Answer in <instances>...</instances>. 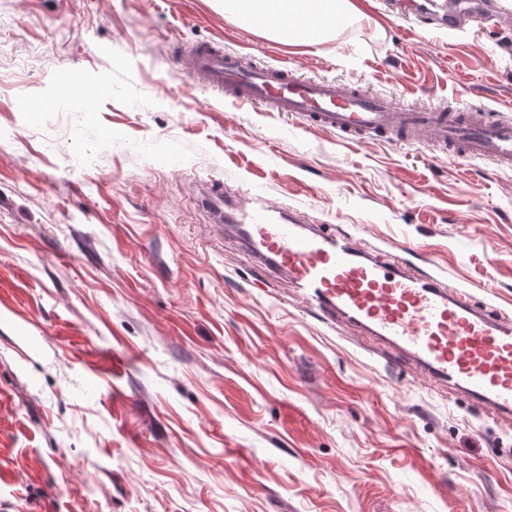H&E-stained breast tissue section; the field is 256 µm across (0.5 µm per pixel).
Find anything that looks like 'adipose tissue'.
Listing matches in <instances>:
<instances>
[{
    "instance_id": "1",
    "label": "adipose tissue",
    "mask_w": 512,
    "mask_h": 512,
    "mask_svg": "<svg viewBox=\"0 0 512 512\" xmlns=\"http://www.w3.org/2000/svg\"><path fill=\"white\" fill-rule=\"evenodd\" d=\"M225 13L248 25H258V14L275 12L284 18L273 34L280 41L295 44L311 39L327 40L338 23L360 16L356 0H320L319 11L309 8V0H224Z\"/></svg>"
}]
</instances>
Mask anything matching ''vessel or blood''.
I'll return each instance as SVG.
<instances>
[{"label":"vessel or blood","mask_w":512,"mask_h":512,"mask_svg":"<svg viewBox=\"0 0 512 512\" xmlns=\"http://www.w3.org/2000/svg\"><path fill=\"white\" fill-rule=\"evenodd\" d=\"M431 19L451 30L488 23L511 27L512 0H435ZM183 64L240 103L300 118L346 141L422 137L460 157L512 168V121L486 112L444 104L427 109L402 96L302 78L293 69L228 54L214 44L192 49ZM201 202L218 222L234 225L261 278L286 272L290 288L308 307L388 342L399 357L485 414L512 419V323L475 307L464 292L433 276L369 252L352 236L286 219L261 196L241 199L216 185Z\"/></svg>","instance_id":"vessel-or-blood-1"}]
</instances>
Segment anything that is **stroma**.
I'll return each instance as SVG.
<instances>
[{"mask_svg":"<svg viewBox=\"0 0 512 512\" xmlns=\"http://www.w3.org/2000/svg\"><path fill=\"white\" fill-rule=\"evenodd\" d=\"M363 17L290 46L222 0H0V512H512V421L256 285L203 185L399 254L512 320V169L239 106L193 46L452 108L512 31ZM87 110L61 107L73 72Z\"/></svg>","mask_w":512,"mask_h":512,"instance_id":"35a3bbf8","label":"stroma"}]
</instances>
